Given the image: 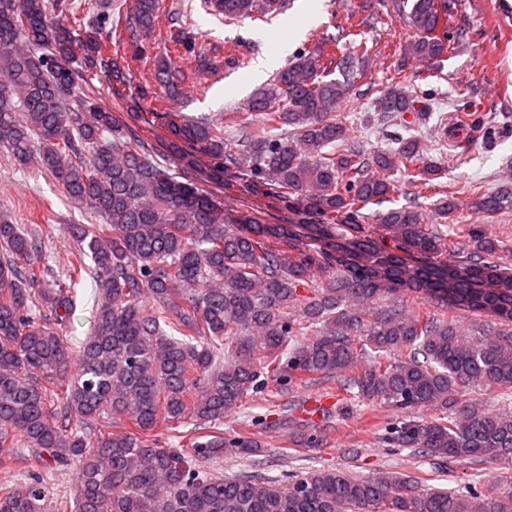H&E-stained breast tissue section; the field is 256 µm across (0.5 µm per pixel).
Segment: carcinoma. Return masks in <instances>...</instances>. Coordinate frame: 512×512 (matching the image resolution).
<instances>
[{"label": "carcinoma", "mask_w": 512, "mask_h": 512, "mask_svg": "<svg viewBox=\"0 0 512 512\" xmlns=\"http://www.w3.org/2000/svg\"><path fill=\"white\" fill-rule=\"evenodd\" d=\"M285 0H203L228 19L264 20ZM415 33L404 55L437 60L459 33L444 18L455 0H390ZM160 0H133L123 39L131 59L146 52ZM119 22L83 29L73 0H0V152L26 164L38 157L69 198L102 224H69L75 243L58 276L39 256L38 235L0 218V466H48L23 486L0 484V512H512V486L486 494L423 491L409 475L361 477L349 467L271 480L260 472L265 442L224 431V411L268 380H334L346 399L380 401L400 413L382 440L450 463L512 470V412L486 413L462 399L479 384L512 389V337L469 338L453 320L409 315L411 291L454 312L512 329V264L477 224L454 234L401 207L366 213L395 190L392 176L442 192L444 167L424 158L417 137L370 157L348 141L336 108L369 56L361 33L348 53L324 59L301 51L248 102L257 127L240 148L224 129L246 123L154 112L179 160L228 189L276 200L296 224L231 219L199 182L171 169L121 128L73 64L82 61L121 96L130 65L107 53ZM190 16L171 36L196 51ZM339 77H332V69ZM176 94L184 67L161 61ZM429 109L408 85L388 87L375 111L389 122ZM471 205L512 210V182L472 191ZM373 223H368V219ZM468 238L463 254L458 240ZM94 279L98 308L89 336L70 335L77 287ZM313 289L303 299L298 288ZM392 304L377 308L383 300ZM434 407L428 419L413 415ZM121 421L104 432L101 421ZM177 444L162 445L158 420ZM288 427L296 447L315 448L319 431ZM224 458L250 461L229 476L209 471ZM72 477L69 493L49 478Z\"/></svg>", "instance_id": "obj_1"}]
</instances>
